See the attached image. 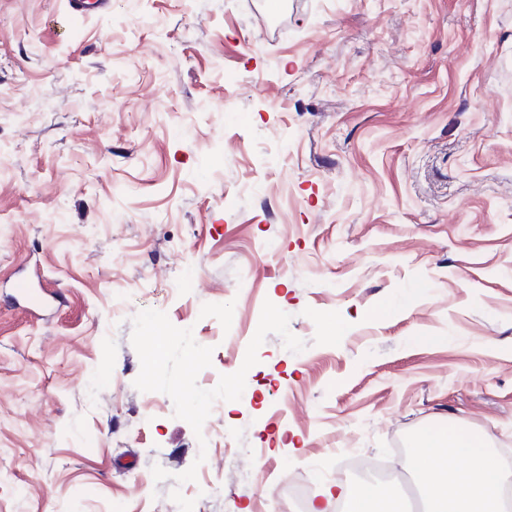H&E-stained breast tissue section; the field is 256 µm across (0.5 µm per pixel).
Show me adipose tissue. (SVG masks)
<instances>
[{"label":"adipose tissue","mask_w":512,"mask_h":512,"mask_svg":"<svg viewBox=\"0 0 512 512\" xmlns=\"http://www.w3.org/2000/svg\"><path fill=\"white\" fill-rule=\"evenodd\" d=\"M424 445L416 462L426 512H503L506 482L482 437L452 429Z\"/></svg>","instance_id":"obj_1"}]
</instances>
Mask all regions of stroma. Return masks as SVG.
<instances>
[{
  "label": "stroma",
  "mask_w": 512,
  "mask_h": 512,
  "mask_svg": "<svg viewBox=\"0 0 512 512\" xmlns=\"http://www.w3.org/2000/svg\"><path fill=\"white\" fill-rule=\"evenodd\" d=\"M287 4L0 0V512L512 448V0Z\"/></svg>",
  "instance_id": "1"
}]
</instances>
